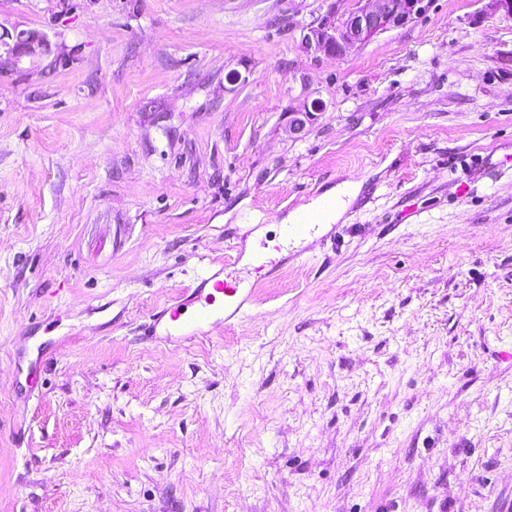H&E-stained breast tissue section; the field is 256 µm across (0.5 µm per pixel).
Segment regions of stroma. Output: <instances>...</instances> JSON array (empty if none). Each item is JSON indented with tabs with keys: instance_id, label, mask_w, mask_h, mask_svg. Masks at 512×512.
Returning <instances> with one entry per match:
<instances>
[{
	"instance_id": "1",
	"label": "stroma",
	"mask_w": 512,
	"mask_h": 512,
	"mask_svg": "<svg viewBox=\"0 0 512 512\" xmlns=\"http://www.w3.org/2000/svg\"><path fill=\"white\" fill-rule=\"evenodd\" d=\"M332 2L0 0V512H512V19L331 58ZM217 271L245 316L146 336ZM51 53L48 36L37 30H14L0 32V61L3 54L7 59L21 56L41 57ZM357 193V185L347 182L336 186L335 189H332L329 192L324 193L301 210L289 215L288 223L293 225L283 223L286 224L287 234L289 233L293 236L304 235L308 232L310 226L320 219L319 215H309L303 217L301 223L297 224L305 214L300 213L303 211H306L307 213L326 209V218L321 224L334 223L343 215L348 206L355 199Z\"/></svg>"
}]
</instances>
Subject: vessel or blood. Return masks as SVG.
<instances>
[{"label":"vessel or blood","instance_id":"vessel-or-blood-1","mask_svg":"<svg viewBox=\"0 0 512 512\" xmlns=\"http://www.w3.org/2000/svg\"><path fill=\"white\" fill-rule=\"evenodd\" d=\"M250 299V291L238 283L210 276L189 297L152 317L151 333L164 342L191 340L243 313Z\"/></svg>","mask_w":512,"mask_h":512}]
</instances>
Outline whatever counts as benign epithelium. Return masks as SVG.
<instances>
[{
  "mask_svg": "<svg viewBox=\"0 0 512 512\" xmlns=\"http://www.w3.org/2000/svg\"><path fill=\"white\" fill-rule=\"evenodd\" d=\"M419 0H356L341 22L330 11L306 28L305 45L316 54L342 56L374 34L407 20L417 10ZM51 53L48 36L37 30L0 32V59L21 56L41 57Z\"/></svg>",
  "mask_w": 512,
  "mask_h": 512,
  "instance_id": "1",
  "label": "benign epithelium"
}]
</instances>
